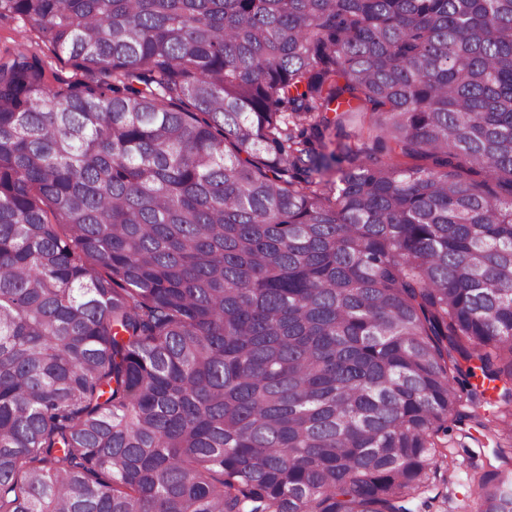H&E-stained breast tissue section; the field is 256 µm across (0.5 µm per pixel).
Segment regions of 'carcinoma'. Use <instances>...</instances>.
I'll use <instances>...</instances> for the list:
<instances>
[{
	"label": "carcinoma",
	"instance_id": "obj_1",
	"mask_svg": "<svg viewBox=\"0 0 512 512\" xmlns=\"http://www.w3.org/2000/svg\"><path fill=\"white\" fill-rule=\"evenodd\" d=\"M13 16L84 77L0 56V512H407L512 416V0Z\"/></svg>",
	"mask_w": 512,
	"mask_h": 512
}]
</instances>
